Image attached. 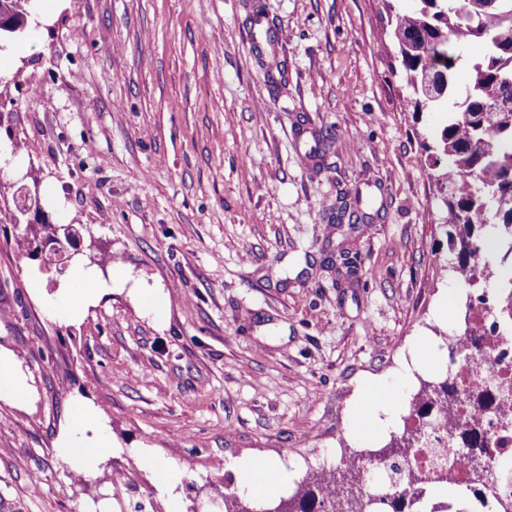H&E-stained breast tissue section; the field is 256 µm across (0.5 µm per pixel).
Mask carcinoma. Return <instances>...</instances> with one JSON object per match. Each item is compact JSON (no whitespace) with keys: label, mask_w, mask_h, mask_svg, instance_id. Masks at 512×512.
Instances as JSON below:
<instances>
[{"label":"carcinoma","mask_w":512,"mask_h":512,"mask_svg":"<svg viewBox=\"0 0 512 512\" xmlns=\"http://www.w3.org/2000/svg\"><path fill=\"white\" fill-rule=\"evenodd\" d=\"M418 7L407 14L396 13L389 19L390 37L399 58L406 83L415 95L414 111L434 112L456 98L448 112V124L436 144L435 164L447 161L451 199L448 205V246L457 252L455 273L480 268L488 252L487 239L480 237L482 228L492 229L491 237L512 253V0H417ZM32 0H0V38L22 35V21L29 17ZM470 42L485 44L480 59L469 63L467 82L457 95L455 72L460 50ZM443 76L448 93L438 101L424 96L432 78ZM488 110L489 119L482 123L470 115ZM459 389L448 383L441 386V396H426L424 408H434L456 398ZM457 444L478 459L487 454L486 436L476 427H461ZM413 436H392L390 442L364 453L368 458L396 461L410 453ZM352 482L360 485L357 494L331 509L335 500L328 492L340 485L337 470L329 474L328 483L316 482V488L301 483L297 492L278 502L280 512H309L296 509L293 500L304 503L320 495L318 512H358V503L366 495L362 488L361 469L347 470ZM421 478L411 475L396 488L387 501L391 512H405L413 504L411 489Z\"/></svg>","instance_id":"cac0c4a2"}]
</instances>
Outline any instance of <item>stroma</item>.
Returning <instances> with one entry per match:
<instances>
[{
	"label": "stroma",
	"instance_id": "obj_1",
	"mask_svg": "<svg viewBox=\"0 0 512 512\" xmlns=\"http://www.w3.org/2000/svg\"><path fill=\"white\" fill-rule=\"evenodd\" d=\"M258 9L277 33L261 49ZM388 33L382 0H35L25 35L0 41V151L25 147L0 206L24 179L39 221L167 303L158 324L116 288L50 321L42 237L0 224V349L34 389L0 400V512L265 504L327 452L384 446L402 400L447 378L466 297L429 150L446 115L415 112ZM341 192L373 201L349 233L328 221ZM371 380L392 401L367 436ZM76 402L112 439L84 482L58 446ZM153 459L177 465L169 490ZM263 462L285 483L246 487Z\"/></svg>",
	"mask_w": 512,
	"mask_h": 512
}]
</instances>
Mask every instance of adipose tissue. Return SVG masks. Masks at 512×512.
Here are the masks:
<instances>
[{"mask_svg": "<svg viewBox=\"0 0 512 512\" xmlns=\"http://www.w3.org/2000/svg\"><path fill=\"white\" fill-rule=\"evenodd\" d=\"M130 285L131 292L142 309L155 320L165 316L166 305L157 289L131 281L129 274L117 271L109 280H102L83 266H74L68 280L59 284L53 300L47 302L49 318L75 320L84 315L103 294L115 285ZM66 457L77 463H90L109 452L112 440L106 433L97 410L87 404H75L69 423L60 437Z\"/></svg>", "mask_w": 512, "mask_h": 512, "instance_id": "obj_1", "label": "adipose tissue"}]
</instances>
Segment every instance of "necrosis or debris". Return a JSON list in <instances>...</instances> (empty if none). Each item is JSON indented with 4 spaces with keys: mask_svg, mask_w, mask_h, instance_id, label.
Returning <instances> with one entry per match:
<instances>
[{
    "mask_svg": "<svg viewBox=\"0 0 512 512\" xmlns=\"http://www.w3.org/2000/svg\"><path fill=\"white\" fill-rule=\"evenodd\" d=\"M477 324L484 327L489 345L487 355L481 357L468 353L465 335L466 328ZM464 325V332L454 336L448 350V379L469 393L493 395L492 406L478 411L466 403H456L449 405L447 415L427 419L418 412L417 398H409L402 421L419 439L408 462L393 466L380 460L364 469V484L372 503H380L408 471L420 472L429 487L442 480L451 487H470L475 462L453 440L456 426L468 423L486 431L492 447L476 495L477 512H497L504 494L502 480L512 472V427L500 425L502 417H512V336L495 327L476 304L467 306Z\"/></svg>",
    "mask_w": 512,
    "mask_h": 512,
    "instance_id": "1",
    "label": "necrosis or debris"
}]
</instances>
